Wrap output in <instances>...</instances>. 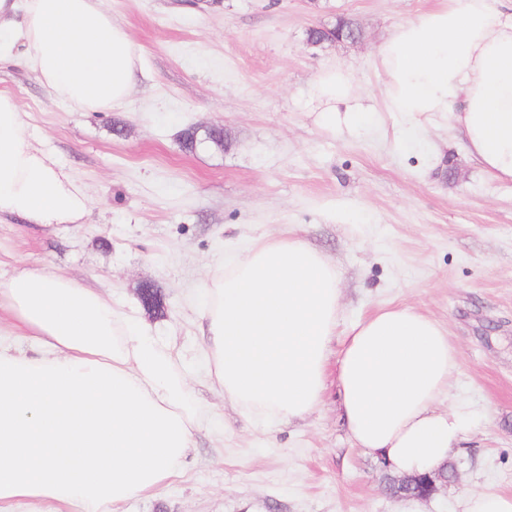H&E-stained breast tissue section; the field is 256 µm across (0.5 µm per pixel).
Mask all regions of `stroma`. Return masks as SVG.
<instances>
[{
	"mask_svg": "<svg viewBox=\"0 0 512 512\" xmlns=\"http://www.w3.org/2000/svg\"><path fill=\"white\" fill-rule=\"evenodd\" d=\"M433 2L103 0L141 51L131 96L106 112L0 63L31 144L89 197L73 224L1 218L0 276L47 266L101 289L168 342L207 414L182 477L118 512H399L380 462L349 438L336 365L318 409L290 424L246 417L206 377L194 288L214 257L279 234L338 268L341 327L408 305L446 328L459 371L440 405L465 406L469 431L427 512H461L488 486L512 493V182L466 159L449 113L379 109V44ZM340 17L361 43L306 45L308 28ZM332 63L375 110L358 132H329L308 111L309 84ZM212 124L224 148H183L187 128Z\"/></svg>",
	"mask_w": 512,
	"mask_h": 512,
	"instance_id": "obj_1",
	"label": "stroma"
}]
</instances>
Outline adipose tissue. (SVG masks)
<instances>
[{
    "instance_id": "adipose-tissue-1",
    "label": "adipose tissue",
    "mask_w": 512,
    "mask_h": 512,
    "mask_svg": "<svg viewBox=\"0 0 512 512\" xmlns=\"http://www.w3.org/2000/svg\"><path fill=\"white\" fill-rule=\"evenodd\" d=\"M23 61L81 111L131 94L139 50L102 0H0V61ZM386 111L448 112L467 153L512 182V0H437L397 26L374 60ZM316 123L357 130L369 117L341 65L309 85ZM88 206L77 181L25 133L17 99L0 91V216L71 224ZM340 274L291 235L262 236L216 257L195 293L205 368L225 399L292 421L322 401L329 344L351 438L389 472L436 473L467 436L466 414L439 409L458 371L445 328L409 306L379 309L339 332ZM9 335L0 344V512L47 502L55 512H115L183 473L200 407L159 337L115 312L100 289L49 269L0 278Z\"/></svg>"
}]
</instances>
